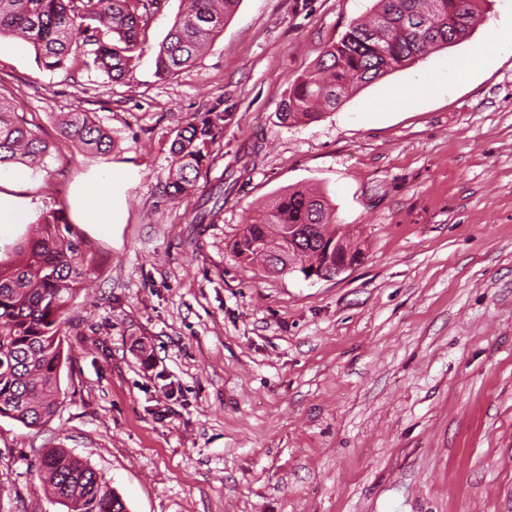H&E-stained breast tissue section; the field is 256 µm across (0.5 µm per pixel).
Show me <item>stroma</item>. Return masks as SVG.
<instances>
[{
    "mask_svg": "<svg viewBox=\"0 0 512 512\" xmlns=\"http://www.w3.org/2000/svg\"><path fill=\"white\" fill-rule=\"evenodd\" d=\"M376 0H240L202 56L158 75L183 0H161L131 78L51 70L0 38V94L49 146L7 165L32 204L0 224V262L42 212L66 206L93 258L62 327L54 416L0 418V512H65L36 473L62 448L128 512H512V47L454 70L467 38L288 125L296 77ZM444 88L393 96L422 74ZM87 112L112 138L83 153L59 131ZM223 113L207 175L171 198L170 130ZM112 172L114 224L77 192ZM224 208L194 223L200 195ZM325 196L360 261L332 279L245 268L249 216L288 190Z\"/></svg>",
    "mask_w": 512,
    "mask_h": 512,
    "instance_id": "1",
    "label": "stroma"
}]
</instances>
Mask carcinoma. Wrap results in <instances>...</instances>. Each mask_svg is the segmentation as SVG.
Wrapping results in <instances>:
<instances>
[{"label": "carcinoma", "instance_id": "1", "mask_svg": "<svg viewBox=\"0 0 512 512\" xmlns=\"http://www.w3.org/2000/svg\"><path fill=\"white\" fill-rule=\"evenodd\" d=\"M483 0H377L369 21L350 26L327 48L314 70L296 78L283 105V121L313 120L334 110L360 86L409 65L436 47L466 38ZM160 0H0V36L23 38L48 69H69L81 62L111 80L127 78L144 52L150 9ZM238 0H189L156 52L162 77L195 63L206 43L224 29V18ZM224 114L193 127L174 130L170 143L175 198L195 190L203 161L211 155ZM61 133L82 152L107 154L112 138L88 112H70ZM48 146L37 132L15 119L13 103L0 96V167L21 163L46 167ZM273 224H297V242L307 261L336 266L331 235L347 238L327 201L294 191L273 200L252 216L233 243L246 266L284 267L260 242ZM23 259L0 263V417L28 428L46 423L60 397L63 337L67 306L84 283L88 252L71 237L64 207L42 213L32 234L19 245ZM39 472L67 512H126L121 498L96 470L61 448L42 457Z\"/></svg>", "mask_w": 512, "mask_h": 512}]
</instances>
